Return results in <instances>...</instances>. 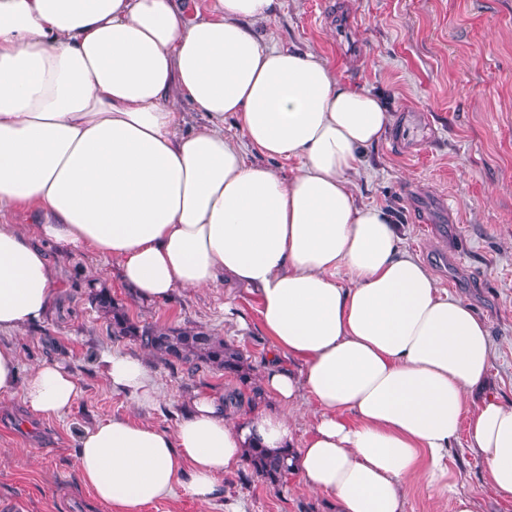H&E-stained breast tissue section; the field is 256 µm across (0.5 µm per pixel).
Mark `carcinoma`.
I'll use <instances>...</instances> for the list:
<instances>
[{
    "label": "carcinoma",
    "mask_w": 512,
    "mask_h": 512,
    "mask_svg": "<svg viewBox=\"0 0 512 512\" xmlns=\"http://www.w3.org/2000/svg\"><path fill=\"white\" fill-rule=\"evenodd\" d=\"M91 303L109 320L114 336H130L140 345L158 356L165 363H181L191 371L206 365L229 376L245 381L242 351L224 341V338L201 327H172L158 324L138 325L132 322L120 305L112 298L106 284L91 279L87 281ZM284 450L272 453L261 442H250L245 448L244 458L253 474L271 483L277 482L289 471Z\"/></svg>",
    "instance_id": "cac0c4a2"
}]
</instances>
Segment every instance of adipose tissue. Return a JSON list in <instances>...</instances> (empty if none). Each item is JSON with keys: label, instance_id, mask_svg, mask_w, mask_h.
<instances>
[{"label": "adipose tissue", "instance_id": "ef3b65f1", "mask_svg": "<svg viewBox=\"0 0 512 512\" xmlns=\"http://www.w3.org/2000/svg\"><path fill=\"white\" fill-rule=\"evenodd\" d=\"M276 5L210 0L190 14L175 0H0V214L38 217L31 232L0 224V333L53 306L48 242L117 259L145 302L228 276L257 295L273 342L263 389L292 409L312 398L309 435L294 443L281 412L232 421L215 393L196 395L171 432L98 422L79 436L75 471L111 512L223 498L253 437L289 449L290 470L336 512H404L420 481L473 512L448 480L462 429L512 497V403L473 395L494 354L485 321L351 190L390 116L317 53L263 45L254 25ZM185 102L199 123L187 124ZM228 118L239 138L225 136ZM291 159L282 178L272 164ZM98 365L113 392L157 402L144 361L105 352ZM19 373L0 345L1 399L61 415L80 395L59 363Z\"/></svg>", "mask_w": 512, "mask_h": 512}]
</instances>
